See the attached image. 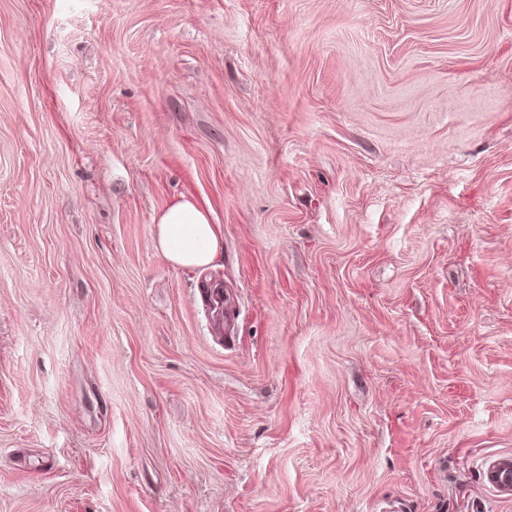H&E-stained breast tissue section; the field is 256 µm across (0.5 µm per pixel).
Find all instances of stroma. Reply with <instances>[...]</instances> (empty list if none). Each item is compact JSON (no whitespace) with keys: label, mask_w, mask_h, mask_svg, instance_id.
Returning a JSON list of instances; mask_svg holds the SVG:
<instances>
[{"label":"stroma","mask_w":512,"mask_h":512,"mask_svg":"<svg viewBox=\"0 0 512 512\" xmlns=\"http://www.w3.org/2000/svg\"><path fill=\"white\" fill-rule=\"evenodd\" d=\"M509 451L512 0H0V512H512ZM155 223L154 246L173 267H207L222 250L223 238L211 212L187 197L174 199ZM483 486L500 499L512 500V454H499L482 464Z\"/></svg>","instance_id":"obj_1"}]
</instances>
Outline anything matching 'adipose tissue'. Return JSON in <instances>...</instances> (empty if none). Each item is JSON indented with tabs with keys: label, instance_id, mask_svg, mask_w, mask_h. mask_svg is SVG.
Returning a JSON list of instances; mask_svg holds the SVG:
<instances>
[{
	"label": "adipose tissue",
	"instance_id": "ef3b65f1",
	"mask_svg": "<svg viewBox=\"0 0 512 512\" xmlns=\"http://www.w3.org/2000/svg\"><path fill=\"white\" fill-rule=\"evenodd\" d=\"M157 251L176 268L211 265L222 250L223 238L211 213L195 201L174 199L157 216L153 235Z\"/></svg>",
	"mask_w": 512,
	"mask_h": 512
}]
</instances>
